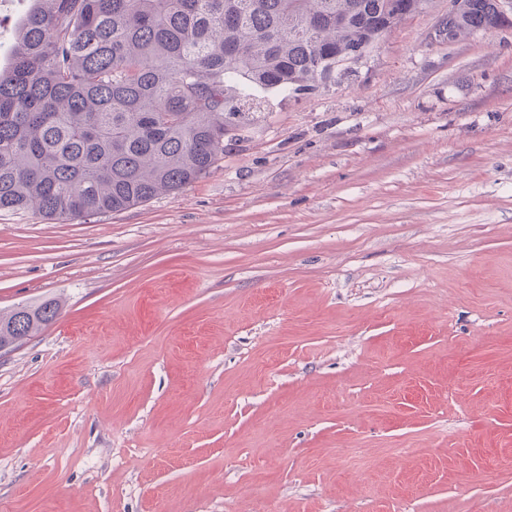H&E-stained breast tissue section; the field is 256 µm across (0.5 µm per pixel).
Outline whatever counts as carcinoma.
Wrapping results in <instances>:
<instances>
[{"label": "carcinoma", "mask_w": 512, "mask_h": 512, "mask_svg": "<svg viewBox=\"0 0 512 512\" xmlns=\"http://www.w3.org/2000/svg\"><path fill=\"white\" fill-rule=\"evenodd\" d=\"M423 3L32 0L0 67V210L68 220L178 191L224 154L230 102L316 90L334 78L321 60L365 57ZM498 17V0H462L448 41ZM58 314L54 300L14 308L0 316V345Z\"/></svg>", "instance_id": "carcinoma-1"}]
</instances>
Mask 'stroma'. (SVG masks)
Returning <instances> with one entry per match:
<instances>
[{"mask_svg": "<svg viewBox=\"0 0 512 512\" xmlns=\"http://www.w3.org/2000/svg\"><path fill=\"white\" fill-rule=\"evenodd\" d=\"M267 93L183 189L0 212V512H512V26ZM59 314V303L46 300L35 305H21L0 316V345L13 347L34 336L52 323Z\"/></svg>", "mask_w": 512, "mask_h": 512, "instance_id": "35a3bbf8", "label": "stroma"}]
</instances>
